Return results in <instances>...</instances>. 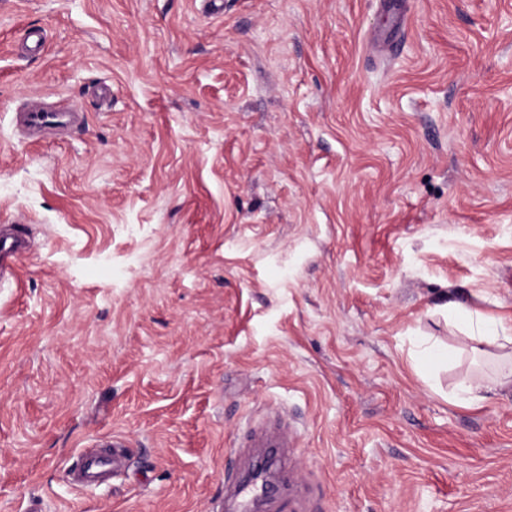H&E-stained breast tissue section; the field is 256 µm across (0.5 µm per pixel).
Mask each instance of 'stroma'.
<instances>
[{"instance_id":"35a3bbf8","label":"stroma","mask_w":512,"mask_h":512,"mask_svg":"<svg viewBox=\"0 0 512 512\" xmlns=\"http://www.w3.org/2000/svg\"><path fill=\"white\" fill-rule=\"evenodd\" d=\"M220 2L0 0V224L37 244L0 285V512H213L269 416L303 512H512V387L448 398L494 369L459 314L512 322V0H403L384 53L378 0ZM34 97L81 122L28 136ZM418 360L425 364H447L455 358V351L437 343H432L417 352Z\"/></svg>"}]
</instances>
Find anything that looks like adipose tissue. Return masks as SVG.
<instances>
[{"label":"adipose tissue","mask_w":512,"mask_h":512,"mask_svg":"<svg viewBox=\"0 0 512 512\" xmlns=\"http://www.w3.org/2000/svg\"><path fill=\"white\" fill-rule=\"evenodd\" d=\"M466 339L471 347L493 345L499 350L502 365L496 377L468 372L452 389V399L464 407H477L496 395L499 388L512 384V326L484 316H467Z\"/></svg>","instance_id":"adipose-tissue-1"}]
</instances>
